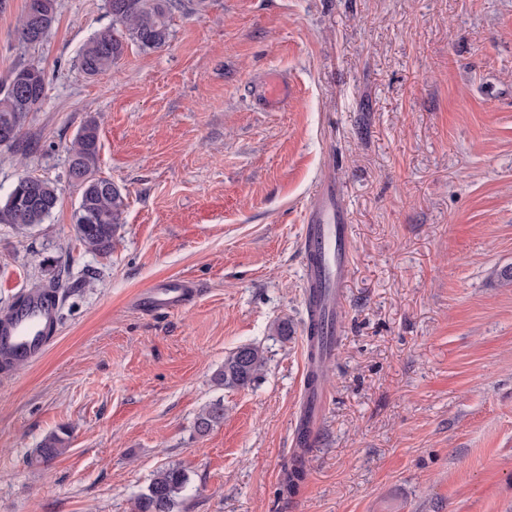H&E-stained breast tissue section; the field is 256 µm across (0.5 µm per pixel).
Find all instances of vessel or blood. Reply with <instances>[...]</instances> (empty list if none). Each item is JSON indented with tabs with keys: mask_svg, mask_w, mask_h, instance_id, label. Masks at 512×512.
Masks as SVG:
<instances>
[{
	"mask_svg": "<svg viewBox=\"0 0 512 512\" xmlns=\"http://www.w3.org/2000/svg\"><path fill=\"white\" fill-rule=\"evenodd\" d=\"M289 95L287 79L276 71L267 72L254 91L256 102L267 111L286 108ZM302 250L304 304L318 313L321 338L318 347L304 351V372L309 375L333 355L342 333L339 302L351 267L350 226L334 182L319 184L313 194L305 214ZM196 293L189 280L170 279L144 288L136 304L148 313L173 312L188 305ZM61 300L59 290L37 288L0 315V369L36 361L48 351L57 334ZM327 398L324 385H303L297 417L308 433H315Z\"/></svg>",
	"mask_w": 512,
	"mask_h": 512,
	"instance_id": "vessel-or-blood-1",
	"label": "vessel or blood"
}]
</instances>
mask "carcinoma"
<instances>
[{"mask_svg":"<svg viewBox=\"0 0 512 512\" xmlns=\"http://www.w3.org/2000/svg\"><path fill=\"white\" fill-rule=\"evenodd\" d=\"M177 0H106L112 25L96 31L83 45L78 65L88 77H95L115 65L130 46L148 52L164 47L170 38L169 17ZM57 20V0H27L17 25L24 44L40 36L45 41ZM42 70L33 64L20 66L0 83V146L20 145L30 113L38 111L45 98ZM100 151L99 125L92 118L80 127L69 147L68 179L78 191L73 212L75 233L92 253L112 249L117 225L123 223L126 195L112 181L97 178L94 170ZM59 202L58 188L39 178L32 183L17 182L0 202V224H9L24 233L43 224ZM266 358L252 344L237 347L224 357V365L213 377L218 387L245 388L262 373ZM224 421V400L217 398L202 407L195 422L204 435ZM65 451V441L57 434L40 445L38 457L49 462ZM187 475L178 468L160 471L147 491L134 503V512H179Z\"/></svg>","mask_w":512,"mask_h":512,"instance_id":"obj_1","label":"carcinoma"}]
</instances>
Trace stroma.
Returning a JSON list of instances; mask_svg holds the SVG:
<instances>
[{"mask_svg":"<svg viewBox=\"0 0 512 512\" xmlns=\"http://www.w3.org/2000/svg\"><path fill=\"white\" fill-rule=\"evenodd\" d=\"M37 48L0 9V79L38 65L46 95L22 144L0 147V200L32 173L61 203L0 224V313L55 281L46 354L0 380V512H133L168 467L181 512H512V0H186L159 50L97 77L77 55L110 26L105 0H57ZM293 90L278 112L251 87ZM98 177L127 196L107 254L86 251L67 177L82 123ZM351 231L344 330L305 477L284 487L306 334L301 236L319 183ZM193 281L147 314L151 282ZM287 324V336L277 332ZM259 346L249 387L215 386ZM224 400V421L195 430ZM66 450H34L51 433ZM288 80L277 71L267 72L255 85L254 98L266 111H278L288 106ZM197 292V288L187 279H170L144 288L136 304L148 313L173 312L188 305ZM266 358L262 349L252 344L237 347L224 358V365L213 377L218 387L245 388L262 373ZM224 421V400L217 398L202 407L195 422L196 432L204 435Z\"/></svg>","mask_w":512,"mask_h":512,"instance_id":"1","label":"stroma"}]
</instances>
